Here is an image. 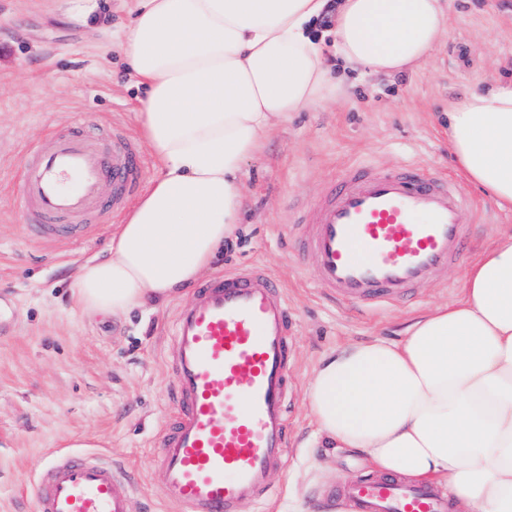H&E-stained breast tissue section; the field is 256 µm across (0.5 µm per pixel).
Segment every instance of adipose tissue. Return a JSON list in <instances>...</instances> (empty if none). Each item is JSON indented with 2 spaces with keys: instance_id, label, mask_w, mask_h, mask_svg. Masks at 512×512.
Masks as SVG:
<instances>
[{
  "instance_id": "obj_1",
  "label": "adipose tissue",
  "mask_w": 512,
  "mask_h": 512,
  "mask_svg": "<svg viewBox=\"0 0 512 512\" xmlns=\"http://www.w3.org/2000/svg\"><path fill=\"white\" fill-rule=\"evenodd\" d=\"M328 0H139L124 34L146 96L140 135L158 172L109 241L81 265L77 302L116 315L193 284L235 230L246 161L295 112L336 101L324 50L306 32ZM346 66H420L448 30L443 0H340ZM448 147L468 183L512 211V85L448 103ZM322 447L370 471L426 482L453 512H512V235L465 272L464 293L399 341L325 355L305 391Z\"/></svg>"
}]
</instances>
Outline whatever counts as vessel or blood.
<instances>
[{"instance_id": "1", "label": "vessel or blood", "mask_w": 512, "mask_h": 512, "mask_svg": "<svg viewBox=\"0 0 512 512\" xmlns=\"http://www.w3.org/2000/svg\"><path fill=\"white\" fill-rule=\"evenodd\" d=\"M20 206L40 239L92 235L104 182L112 206L140 187L136 145L113 151L75 132L27 149ZM477 219L471 194L412 162L354 166L324 188L290 227L299 255L317 260L315 282L333 300L367 311L407 300L456 264ZM293 320L278 283L258 267L216 275L175 312L173 399L150 472L178 512H239L263 504L288 448ZM126 470L103 454L48 453L33 486V512H131ZM339 498L360 512H448L428 486L351 478Z\"/></svg>"}]
</instances>
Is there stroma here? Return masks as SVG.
Wrapping results in <instances>:
<instances>
[{"mask_svg":"<svg viewBox=\"0 0 512 512\" xmlns=\"http://www.w3.org/2000/svg\"><path fill=\"white\" fill-rule=\"evenodd\" d=\"M448 32L418 68L351 79L345 100L298 112L246 163L241 223L210 274L263 268L288 293L295 354L289 454L267 505L240 512H326L345 480L366 475L348 452L306 447L314 431L305 389L323 356L340 345L401 339L407 325L456 300L468 264L512 232V212L470 192L492 216L442 285L409 304L361 314L312 283L315 259L297 257L288 234L294 207L360 163L416 161L454 173L445 113L449 99L489 82H512V0H447ZM137 0H0V293L17 306L0 338V512H31V488L50 449L93 446L132 472V512H176L151 484L161 425L176 405L168 363L176 299L125 315L87 317L75 302L77 269L104 256L121 215L93 216L92 237L65 245L32 236L18 208L28 142L84 130L104 148L113 130L140 144L136 112L145 90L129 77L114 38Z\"/></svg>","mask_w":512,"mask_h":512,"instance_id":"1","label":"stroma"}]
</instances>
